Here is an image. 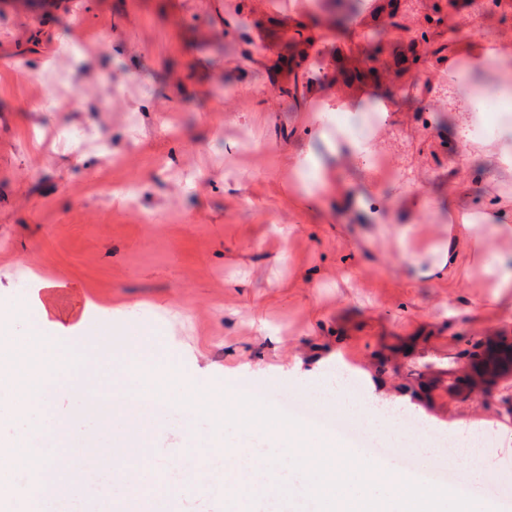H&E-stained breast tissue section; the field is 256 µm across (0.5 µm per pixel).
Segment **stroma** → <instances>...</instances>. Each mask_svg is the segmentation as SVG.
<instances>
[{"label": "stroma", "mask_w": 512, "mask_h": 512, "mask_svg": "<svg viewBox=\"0 0 512 512\" xmlns=\"http://www.w3.org/2000/svg\"><path fill=\"white\" fill-rule=\"evenodd\" d=\"M311 14L310 0H0V306L35 274L79 283L93 312L82 338L161 344L217 395H250L345 442L360 419L312 393L343 362L364 397L403 398L430 432L465 418L496 433L483 456L495 478L478 492L512 512V433L501 430L512 376L475 386L466 357L473 340L512 339V301L486 312L493 280L465 254L451 280L417 277L397 225L339 208L359 185L310 177V209L285 164L297 149L329 156L339 130L309 133L312 112L373 93L319 79L286 111L264 44L271 23ZM46 72L64 83H36ZM456 118L444 100H399L376 135L374 202L409 219L406 248L425 265L448 235L449 202L512 209V188L461 156ZM406 174L413 194L396 197ZM279 224L294 227L284 246ZM120 305L126 314L99 323ZM57 408L74 417L73 440L111 446L83 394L62 393ZM183 420L177 404L159 409L143 458L115 462L87 501L113 502L157 474L179 487L194 463L174 446Z\"/></svg>", "instance_id": "1"}]
</instances>
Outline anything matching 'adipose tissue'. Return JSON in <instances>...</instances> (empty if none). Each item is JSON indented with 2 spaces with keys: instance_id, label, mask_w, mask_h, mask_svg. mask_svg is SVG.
Listing matches in <instances>:
<instances>
[{
  "instance_id": "obj_1",
  "label": "adipose tissue",
  "mask_w": 512,
  "mask_h": 512,
  "mask_svg": "<svg viewBox=\"0 0 512 512\" xmlns=\"http://www.w3.org/2000/svg\"><path fill=\"white\" fill-rule=\"evenodd\" d=\"M468 68L485 74L494 94L512 101V50L502 45L473 53ZM465 107L456 130L463 155L480 151L486 164L512 183V117L502 120L496 144H476L471 130L480 124L483 112L472 87H457ZM512 237V210L495 214H465L448 227V240L439 257L418 274L432 282L448 279L461 252L476 254L479 261L494 256L499 238ZM52 282L37 285L32 306L20 305L0 312V427L13 431L0 439V471L28 472L32 463L41 466V477L32 492L10 488L0 492V512H10L21 498L44 499L77 490L82 476L58 452L69 427L68 418L50 416L55 396L72 389H88L97 373L96 359L79 343L61 344L60 339L79 329L85 313L79 306L68 308L57 301ZM129 354L138 358L136 366H121L113 373L115 393L89 401L88 411L103 421H119L120 429L107 453V460L123 457L128 449L141 447L148 423L145 407L168 400L167 393L178 383L180 371L169 360L145 349L134 338L125 339ZM319 398L324 405L343 404L347 409L375 419L373 434L391 437L400 422L383 418L373 402L351 393L347 382L327 373L320 379ZM185 414L215 412L208 436H199L184 426L176 438L184 451L194 453L199 465L185 479L186 485L202 491L209 451L203 440H217L231 423L254 437H274L278 449L263 453L256 448L226 447L224 486L229 500L237 502L276 494H288L287 484L277 482L284 468L297 472L298 494L309 498L317 512H490V503L478 495H461L416 479L398 463L369 459L356 450L340 447L331 438L295 421L274 417L261 401L242 395L215 407L207 392L186 390L180 404Z\"/></svg>"
}]
</instances>
